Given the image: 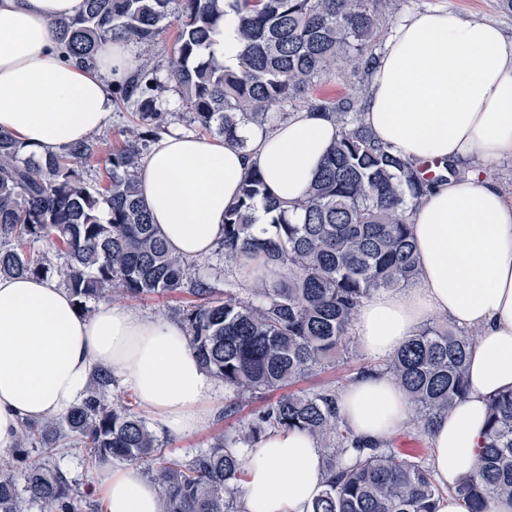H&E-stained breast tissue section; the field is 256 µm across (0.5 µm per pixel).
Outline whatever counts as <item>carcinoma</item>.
Returning <instances> with one entry per match:
<instances>
[{
  "label": "carcinoma",
  "mask_w": 512,
  "mask_h": 512,
  "mask_svg": "<svg viewBox=\"0 0 512 512\" xmlns=\"http://www.w3.org/2000/svg\"><path fill=\"white\" fill-rule=\"evenodd\" d=\"M177 3L178 34L168 61L183 106L194 122L248 148L239 132H264L290 105L328 112L339 137L305 197L277 199L264 176L250 171L237 202L224 212V258L247 271L277 267L278 279L258 278L243 298L230 273L224 289L208 272L190 276L172 254L141 198L136 172L142 143L158 138L165 112L149 52ZM384 0H85L84 12L58 22L65 51L90 62L109 37L143 49L131 78L114 89L138 114L127 139L104 159L103 184L85 182L80 166L100 155L91 137L59 154L39 157L0 133V276L49 277L45 257L21 243L44 241L68 258L63 272L79 312L117 291L128 297L174 293L190 283L199 303L183 310L182 325L201 368L224 384V416L270 391L235 434L218 438L191 459L168 457L145 420L109 400L112 376L93 374L84 399L64 417L23 426L13 460L0 467V512H79L72 478L55 448L75 440L91 449L88 463H149L162 492L161 512H242L246 473L240 447L254 448L272 430H301L321 443L326 484L311 512H437L440 485L422 461L393 459L387 448L355 436L340 419L332 389L286 391L346 348L361 304L375 292L412 283L419 260L412 214L432 187L412 160L375 140L361 120L392 15ZM236 18L238 67L202 57L209 32ZM351 74L350 93L315 97L325 75ZM274 213L255 232L254 203ZM475 343L463 331L429 326L385 359L408 396L422 433L467 390L468 355ZM477 468L454 493L470 512L512 503V390L488 402Z\"/></svg>",
  "instance_id": "1"
}]
</instances>
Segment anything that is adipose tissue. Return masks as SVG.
Instances as JSON below:
<instances>
[{
	"label": "adipose tissue",
	"instance_id": "obj_1",
	"mask_svg": "<svg viewBox=\"0 0 512 512\" xmlns=\"http://www.w3.org/2000/svg\"><path fill=\"white\" fill-rule=\"evenodd\" d=\"M84 8V0H0V133L41 156L99 131L113 85L135 66L121 39L103 41L92 65L66 58L57 24ZM235 28L234 17L220 20L206 56L235 66ZM363 120L395 153L465 171L433 185L413 216L416 286L374 294L354 324L376 359L430 317L479 330L467 393L428 435L433 475L450 486L476 467L489 397L512 389V203L473 166L512 154V41L484 20L439 10L406 16L372 75ZM242 135L244 148L219 136L169 135L139 167L151 221L174 254L212 250L249 168L279 199L303 198L338 129L306 109L268 133ZM98 368L134 393L157 431L185 436L207 426L216 382L180 323L112 302L85 316L50 280L0 276L1 454L16 447L22 423L67 413ZM339 412L355 435L382 444L412 417L385 373L346 389ZM244 466L246 512H310L326 478L316 441L298 431L266 436ZM97 492L103 512H160V487L134 464L104 468Z\"/></svg>",
	"mask_w": 512,
	"mask_h": 512
}]
</instances>
